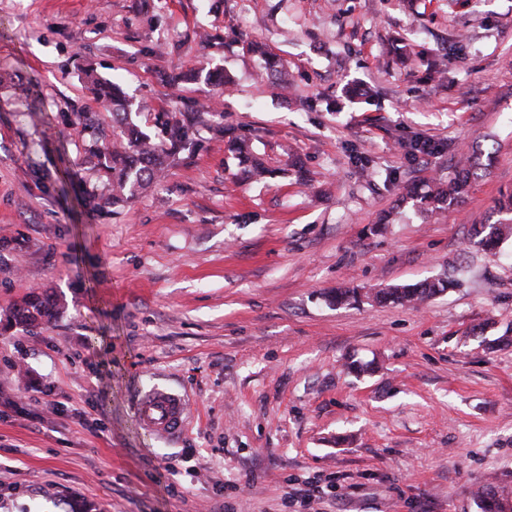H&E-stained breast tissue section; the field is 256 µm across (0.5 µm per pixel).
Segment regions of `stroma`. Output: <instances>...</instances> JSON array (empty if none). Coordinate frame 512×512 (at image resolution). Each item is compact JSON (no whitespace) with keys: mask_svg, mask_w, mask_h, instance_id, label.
Returning a JSON list of instances; mask_svg holds the SVG:
<instances>
[{"mask_svg":"<svg viewBox=\"0 0 512 512\" xmlns=\"http://www.w3.org/2000/svg\"><path fill=\"white\" fill-rule=\"evenodd\" d=\"M87 68L147 119L212 102L272 176L203 129L134 201L83 206ZM215 69L231 88L158 78ZM471 150L456 205L402 199ZM506 193L512 0H0V320L33 288L67 305L0 333V512H480L478 486L512 485V243L467 241ZM447 268L459 286L414 307L327 299ZM155 386L189 402L176 440L136 419ZM247 49L250 52H260L266 61L267 64V73H268V79L270 80H277L276 83H273V81H270L272 87H282L284 84V67L282 64L279 63V61L272 56L268 51H266L262 45L256 44V43H247Z\"/></svg>","mask_w":512,"mask_h":512,"instance_id":"stroma-1","label":"stroma"}]
</instances>
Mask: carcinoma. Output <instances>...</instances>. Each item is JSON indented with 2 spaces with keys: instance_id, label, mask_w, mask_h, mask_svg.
Here are the masks:
<instances>
[{
  "instance_id": "obj_1",
  "label": "carcinoma",
  "mask_w": 512,
  "mask_h": 512,
  "mask_svg": "<svg viewBox=\"0 0 512 512\" xmlns=\"http://www.w3.org/2000/svg\"><path fill=\"white\" fill-rule=\"evenodd\" d=\"M250 52L261 53L267 64L268 79L274 86L284 84V67L279 61L256 43L247 44ZM92 92L112 106V128L121 129V134L113 138L100 128V119L93 112H75L71 122L92 131V140L87 152L96 159L94 167L102 179L108 194L92 190L86 193L85 203L102 208V203L117 205L127 202L137 193L158 182L168 167L176 160L180 151L193 146L199 127L206 126L218 133H225L224 113L215 109L200 107L190 112H162L156 116V131L149 133L140 125L139 112L125 96L120 84L94 75L93 70H85ZM248 136L245 134L229 137V151L241 164H250V173L259 178L271 174L257 159L246 153ZM479 163L470 161L467 168L455 177L438 183L436 190L419 194L410 193L414 205L426 211L430 208L451 206L465 191L470 179L477 176ZM499 211L503 217L487 224L477 231L476 245L494 250L512 239V195L499 201ZM458 285L453 275L445 272L429 280L415 284H399L378 292L362 294L356 288H338L331 294V300L338 305L359 304L363 300L393 302L416 305L444 293ZM65 303L60 298L31 292L16 305L6 326L35 328L49 322L63 312ZM512 496V490L498 481H488L475 492L480 512H504L503 500Z\"/></svg>"
}]
</instances>
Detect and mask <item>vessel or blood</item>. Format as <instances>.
Instances as JSON below:
<instances>
[{
    "label": "vessel or blood",
    "instance_id": "vessel-or-blood-1",
    "mask_svg": "<svg viewBox=\"0 0 512 512\" xmlns=\"http://www.w3.org/2000/svg\"><path fill=\"white\" fill-rule=\"evenodd\" d=\"M135 414L143 429L158 438L172 441L185 428L187 404L181 395L155 389L137 398Z\"/></svg>",
    "mask_w": 512,
    "mask_h": 512
}]
</instances>
